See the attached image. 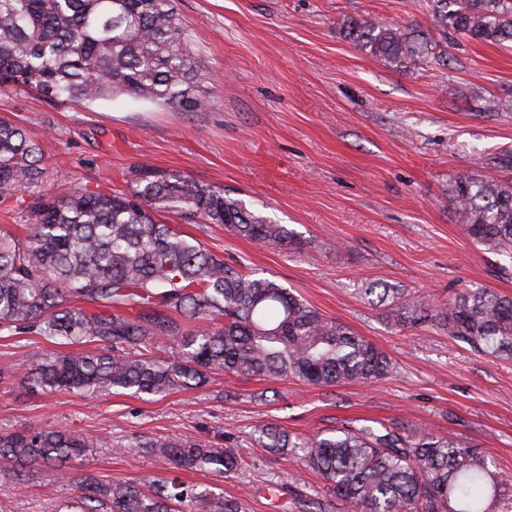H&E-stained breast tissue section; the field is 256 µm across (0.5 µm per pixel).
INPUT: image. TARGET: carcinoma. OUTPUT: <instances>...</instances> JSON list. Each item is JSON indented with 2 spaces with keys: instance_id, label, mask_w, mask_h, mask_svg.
Returning <instances> with one entry per match:
<instances>
[{
  "instance_id": "cac0c4a2",
  "label": "carcinoma",
  "mask_w": 512,
  "mask_h": 512,
  "mask_svg": "<svg viewBox=\"0 0 512 512\" xmlns=\"http://www.w3.org/2000/svg\"><path fill=\"white\" fill-rule=\"evenodd\" d=\"M438 26L491 44L512 42V0H432ZM346 37L395 67L429 53L428 37L372 19L353 20ZM204 74L172 0H0V85L48 100L90 104L128 94L183 112L208 106ZM45 171L39 145L0 116V205L37 187ZM449 198L466 236L512 255V179L462 175ZM28 235H0V331L35 333L62 345L93 342L22 368L32 392L132 390L165 395L199 387L212 374L315 386L367 383L393 369L372 342L291 293L277 280L248 274L162 217L222 224L270 248L298 243L283 224L250 211L224 187L177 170L142 164L123 190L70 186L29 202ZM396 324H435L496 360H512V297L464 291L449 307L404 299L385 288ZM202 321L196 330L188 321ZM170 345L166 358L150 349ZM264 447L288 452L319 476L347 512H512V473L478 445L451 434L411 430L401 421H348L311 437L275 424ZM90 443L70 429L0 435V457L50 468L83 456ZM173 470L224 476L239 465L233 448L207 441H150ZM77 512H246L178 478L103 483L78 480Z\"/></svg>"
}]
</instances>
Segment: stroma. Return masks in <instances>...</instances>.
Instances as JSON below:
<instances>
[{"mask_svg":"<svg viewBox=\"0 0 512 512\" xmlns=\"http://www.w3.org/2000/svg\"><path fill=\"white\" fill-rule=\"evenodd\" d=\"M203 69L202 112L129 95L74 106L22 87L0 88L12 117L43 153V191L56 183L110 192L138 165L176 169L224 187L255 213L295 232L299 247L270 248L223 225L178 227L226 261L276 279L364 336L392 360L368 384L312 386L294 378L212 375L166 396L28 391L15 365L61 352L35 334L0 333V434L63 427L93 446L85 457L16 484L0 458V512H55L76 476L152 481L166 465L149 440L232 446L224 477L181 472L186 483L245 497L247 512H300L295 497L344 512L313 473L263 448L274 423L309 436L348 418L398 420L479 443L512 472V362L498 361L433 327H402L371 289L452 303L468 288L512 295V257L472 244L448 198L453 177L512 178V49L444 40L429 0H173ZM423 31L433 54L395 68L345 36L352 19ZM108 439L105 447L97 439ZM281 489L271 501L269 486Z\"/></svg>","mask_w":512,"mask_h":512,"instance_id":"stroma-1","label":"stroma"}]
</instances>
